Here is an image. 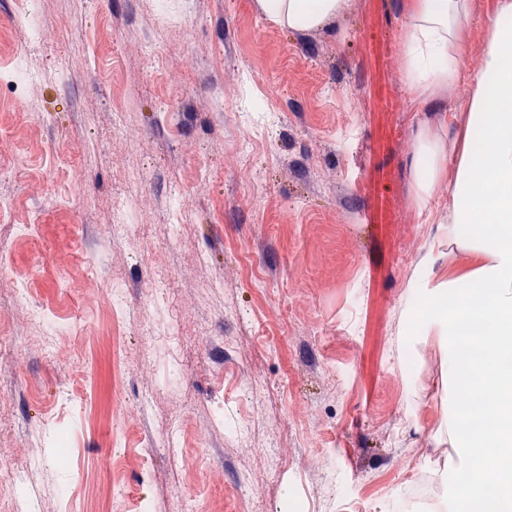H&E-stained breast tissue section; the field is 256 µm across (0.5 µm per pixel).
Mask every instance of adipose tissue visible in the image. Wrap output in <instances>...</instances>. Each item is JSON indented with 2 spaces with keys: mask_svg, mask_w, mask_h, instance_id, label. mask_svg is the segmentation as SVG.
<instances>
[{
  "mask_svg": "<svg viewBox=\"0 0 512 512\" xmlns=\"http://www.w3.org/2000/svg\"><path fill=\"white\" fill-rule=\"evenodd\" d=\"M260 10L293 30H310L343 13L347 0H258ZM474 0H416L404 30L402 74L421 95L432 97L468 82L471 97L459 136L444 141L421 131L414 151V183L426 199L443 185L446 164H454L448 187L449 229L465 227L459 249L473 259L469 271L433 288L426 325L450 346L448 376L460 388L474 386L492 395L497 427L469 431L456 414L459 449L469 462L456 484L460 502L473 512H512V372L500 359L512 357V238L498 227L512 224V0H502L488 21L481 66L462 76L457 60L474 11ZM491 203L495 223L480 220ZM483 326L478 361L464 354L468 319Z\"/></svg>",
  "mask_w": 512,
  "mask_h": 512,
  "instance_id": "obj_1",
  "label": "adipose tissue"
}]
</instances>
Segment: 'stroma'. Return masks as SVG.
Returning <instances> with one entry per match:
<instances>
[{"label":"stroma","instance_id":"35a3bbf8","mask_svg":"<svg viewBox=\"0 0 512 512\" xmlns=\"http://www.w3.org/2000/svg\"><path fill=\"white\" fill-rule=\"evenodd\" d=\"M497 3L477 0L463 72ZM20 7L0 0L7 512H462L448 361L403 315L465 261L450 197L419 201L412 166L468 92L404 81L412 0H348L312 30L256 0H41L52 56ZM39 316L59 335L38 341ZM275 437L284 457L251 456ZM106 457L127 459L119 480ZM30 465L40 483L12 491Z\"/></svg>","mask_w":512,"mask_h":512}]
</instances>
